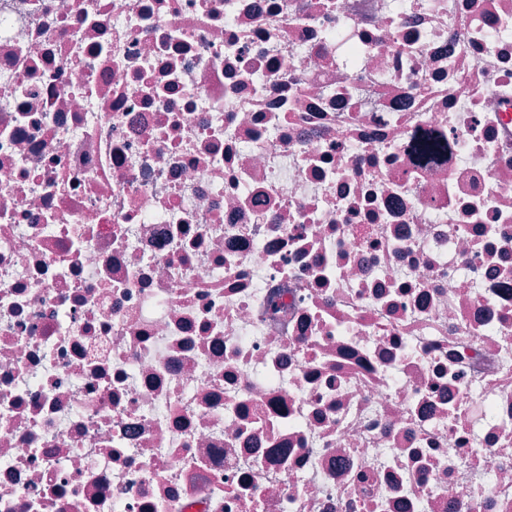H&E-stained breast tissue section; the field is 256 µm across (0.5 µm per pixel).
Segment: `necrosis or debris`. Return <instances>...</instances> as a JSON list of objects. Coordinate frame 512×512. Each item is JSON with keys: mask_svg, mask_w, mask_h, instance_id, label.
Returning <instances> with one entry per match:
<instances>
[{"mask_svg": "<svg viewBox=\"0 0 512 512\" xmlns=\"http://www.w3.org/2000/svg\"><path fill=\"white\" fill-rule=\"evenodd\" d=\"M0 512H512V0H0Z\"/></svg>", "mask_w": 512, "mask_h": 512, "instance_id": "4bbe7bcc", "label": "necrosis or debris"}]
</instances>
